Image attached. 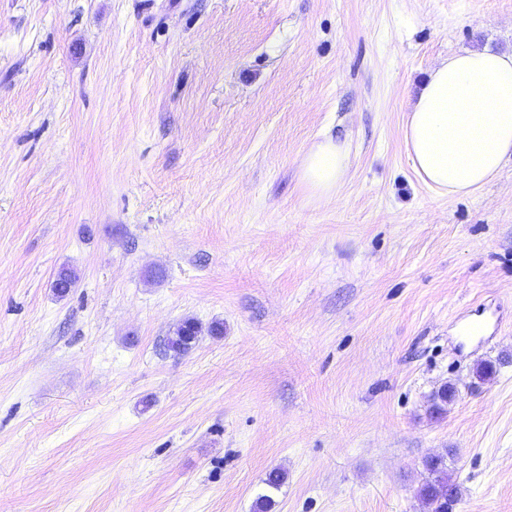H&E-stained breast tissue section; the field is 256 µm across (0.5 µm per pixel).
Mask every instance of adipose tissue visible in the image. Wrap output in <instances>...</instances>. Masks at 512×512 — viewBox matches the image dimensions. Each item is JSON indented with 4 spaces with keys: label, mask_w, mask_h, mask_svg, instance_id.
I'll return each instance as SVG.
<instances>
[{
    "label": "adipose tissue",
    "mask_w": 512,
    "mask_h": 512,
    "mask_svg": "<svg viewBox=\"0 0 512 512\" xmlns=\"http://www.w3.org/2000/svg\"><path fill=\"white\" fill-rule=\"evenodd\" d=\"M404 139L420 180L456 196L481 190L512 161V53L463 51L430 69L406 115ZM346 147L323 135L306 150L300 180L312 198L336 193Z\"/></svg>",
    "instance_id": "1"
}]
</instances>
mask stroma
<instances>
[{"label":"stroma","mask_w":512,"mask_h":512,"mask_svg":"<svg viewBox=\"0 0 512 512\" xmlns=\"http://www.w3.org/2000/svg\"><path fill=\"white\" fill-rule=\"evenodd\" d=\"M484 49L512 0H0V512H254L275 468L271 512H425L448 449L452 512H512V162L451 196L403 138ZM349 166L346 147L331 135H323L306 150L301 166L300 180L310 196L327 199L336 193ZM201 332V326L196 320L192 318L182 320L176 325L170 336L166 337L167 350L174 356L188 353L196 345ZM447 457L448 452L430 456L424 462L428 477L420 485L418 496L428 512H448L455 489L449 484Z\"/></svg>","instance_id":"stroma-1"}]
</instances>
